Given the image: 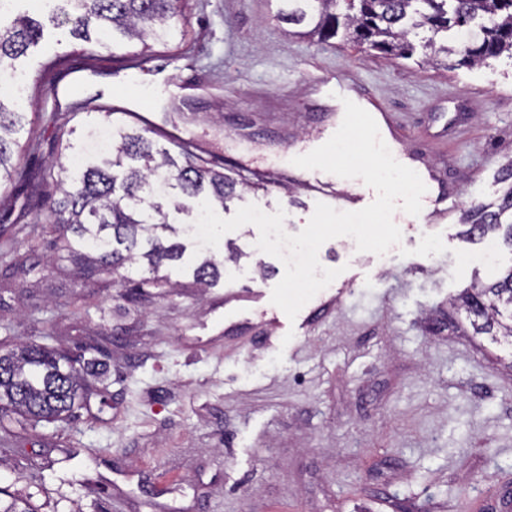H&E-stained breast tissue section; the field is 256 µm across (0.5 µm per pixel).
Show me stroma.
Listing matches in <instances>:
<instances>
[{"label":"stroma","instance_id":"1","mask_svg":"<svg viewBox=\"0 0 512 512\" xmlns=\"http://www.w3.org/2000/svg\"><path fill=\"white\" fill-rule=\"evenodd\" d=\"M275 10L189 0L184 41L146 62L87 56L62 27L17 61L18 86L0 83L28 120V176L0 189V347L70 354L87 388L75 419L24 422L0 447V489L39 512H512V343L475 334L459 307L466 288L512 268L501 232L467 238L458 216L404 224L382 256L331 239L319 262L340 274L319 296L333 305L305 304L282 327L263 311L285 268L256 250L251 224L221 238L217 255L239 260L206 288L190 238L163 284L144 267L122 284L60 256L55 180L89 131L134 129L174 157L172 135L187 132L224 173L272 168L336 116L305 88L310 62L356 77L402 122L459 212L501 196L511 58L455 70L382 59L289 35ZM250 203L284 210L291 234L315 210L293 181L252 180L220 215ZM434 233L446 252L416 255ZM489 247L495 263L476 262Z\"/></svg>","mask_w":512,"mask_h":512}]
</instances>
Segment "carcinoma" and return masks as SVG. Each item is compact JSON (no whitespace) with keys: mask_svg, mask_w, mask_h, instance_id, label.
Returning a JSON list of instances; mask_svg holds the SVG:
<instances>
[{"mask_svg":"<svg viewBox=\"0 0 512 512\" xmlns=\"http://www.w3.org/2000/svg\"><path fill=\"white\" fill-rule=\"evenodd\" d=\"M61 4L60 13L72 24L70 34L82 51L115 50L138 45L135 55L149 57L153 45L185 37L177 24L183 0H47ZM277 18L292 27L289 34L327 42L342 36L359 49L386 58L409 59L422 51L426 61L446 68L483 63L504 53L512 55V0H278ZM43 25L26 15L0 30V74L14 68L43 37ZM26 113L8 108L0 98V185L19 181L22 171L13 161ZM177 163L168 152L153 150L136 130L119 134L109 153L58 182L62 198L51 210L50 223L73 238L65 241L67 258L80 259V249L93 270L125 279L121 270L144 262L159 279L167 261L182 258L184 247L166 244L158 232L173 230L165 198L154 193L162 177L175 182L189 200L224 205L236 182L197 161L188 150ZM508 183L494 211L477 206L465 212L463 234L483 239L505 229L512 247V161L502 169ZM221 276L219 264L206 257L195 269L197 282ZM463 307L479 334L512 339V322L498 319L512 310V267L495 281L466 291ZM61 354L42 344L26 343L0 350V411L9 409L35 422H59L80 398V371L60 369ZM0 512H37L24 497H0Z\"/></svg>","mask_w":512,"mask_h":512,"instance_id":"cac0c4a2","label":"carcinoma"}]
</instances>
